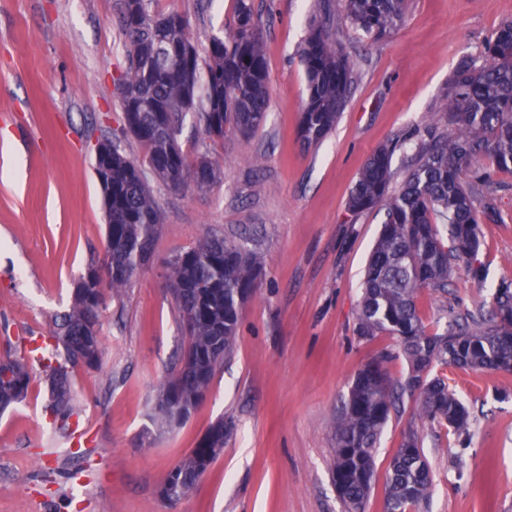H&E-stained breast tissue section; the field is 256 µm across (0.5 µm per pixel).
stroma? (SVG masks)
Returning a JSON list of instances; mask_svg holds the SVG:
<instances>
[{"label": "stroma", "mask_w": 512, "mask_h": 512, "mask_svg": "<svg viewBox=\"0 0 512 512\" xmlns=\"http://www.w3.org/2000/svg\"><path fill=\"white\" fill-rule=\"evenodd\" d=\"M145 3L183 15L198 48L229 33L233 0ZM122 9L123 0H0V357L48 335L70 311L75 282L104 257L97 144L116 140L129 158L143 155L123 132ZM253 9L269 76L265 122L215 138L187 114L182 150L208 155L222 178L204 190L149 178L163 213L154 253L105 299L100 368L73 370L83 453L53 432L45 374L33 366L26 399L0 414V512H343L330 422L358 370L396 345L386 334H355L383 213L352 214L346 199L366 159L391 142V186L400 187L457 65L482 57L512 20V0H409L404 23L378 41L350 25L343 0H253ZM314 16L353 59L355 81L335 129L306 148L297 47ZM490 192L498 216L480 224L476 257L486 279L461 264L447 292L420 290L429 332L453 315L489 313L495 288L512 281V174L493 171ZM209 233L261 252L264 274L206 399L183 425L158 432L149 415L187 343L164 263ZM434 373L473 413L472 436L464 444L447 424L425 427L434 492L411 512H512V371L439 364ZM412 409L405 400L383 430L363 512H386L390 463ZM219 421L228 428L223 453L187 496L163 499L170 471Z\"/></svg>", "instance_id": "1"}]
</instances>
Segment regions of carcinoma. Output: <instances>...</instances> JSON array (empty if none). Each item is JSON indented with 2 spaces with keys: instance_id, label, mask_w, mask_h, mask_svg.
Returning <instances> with one entry per match:
<instances>
[{
  "instance_id": "obj_1",
  "label": "carcinoma",
  "mask_w": 512,
  "mask_h": 512,
  "mask_svg": "<svg viewBox=\"0 0 512 512\" xmlns=\"http://www.w3.org/2000/svg\"><path fill=\"white\" fill-rule=\"evenodd\" d=\"M234 2L231 33L212 40L201 63L185 18L151 14L145 0H124L120 25L130 67L121 78L122 110L126 132L141 145L143 158H128L113 141L95 152L106 215L105 260L79 277L71 311L54 324L42 355L50 390L46 412L57 432H69L80 418L70 368L100 366L105 288L120 291L153 252L161 213L146 172L173 189L184 187L190 176L200 188L218 179L207 156L192 159L177 142L186 115L197 107L210 137L223 136L228 127L249 134L264 123L268 70L258 21L252 0ZM344 8L356 29L380 40L404 22L408 0H345ZM299 57L307 82L299 136L305 145H317L345 106L353 64L316 18L310 19ZM438 114L399 190L390 189L396 147L384 145L368 158L347 199L354 214L379 208L385 215L364 270L357 336L370 341L385 333L396 339L397 349L380 352L358 371L332 421L336 448L330 474L344 512H361L372 489L377 442L404 395L414 399V410L392 459L386 512H408L432 495L419 426L443 421L458 435H470L471 415L444 380L432 375L436 364L512 371V282L495 288L489 317L454 316L440 333L426 331L417 309L420 289L447 291L452 261L475 259L480 220L496 219L490 201L478 202L490 176L468 167L487 154L498 169L512 172V21L501 23L487 41L483 61L467 59L458 66ZM262 269L261 256L217 235L167 262L166 278L189 336L183 355L188 364L160 387L150 416L156 429L180 426L200 404L216 369L233 353L241 305L254 294ZM400 356L408 373L393 380L385 363ZM30 381L25 358L0 362V412L24 398ZM222 447L221 419L173 468L163 492L194 487Z\"/></svg>"
}]
</instances>
